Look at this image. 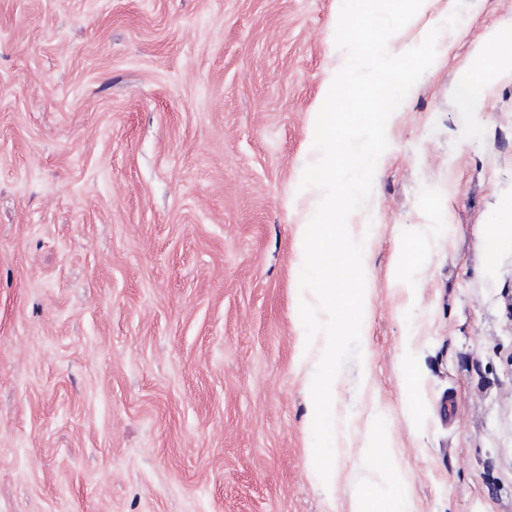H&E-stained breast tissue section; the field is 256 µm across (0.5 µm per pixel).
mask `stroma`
Instances as JSON below:
<instances>
[{
	"label": "stroma",
	"mask_w": 512,
	"mask_h": 512,
	"mask_svg": "<svg viewBox=\"0 0 512 512\" xmlns=\"http://www.w3.org/2000/svg\"><path fill=\"white\" fill-rule=\"evenodd\" d=\"M429 0L388 121L336 478L309 452L300 225L341 0H0V512H512V0ZM472 83L474 106L460 88ZM482 54L494 63L504 59L512 60L511 33L508 37H504L502 33L488 37Z\"/></svg>",
	"instance_id": "stroma-1"
}]
</instances>
